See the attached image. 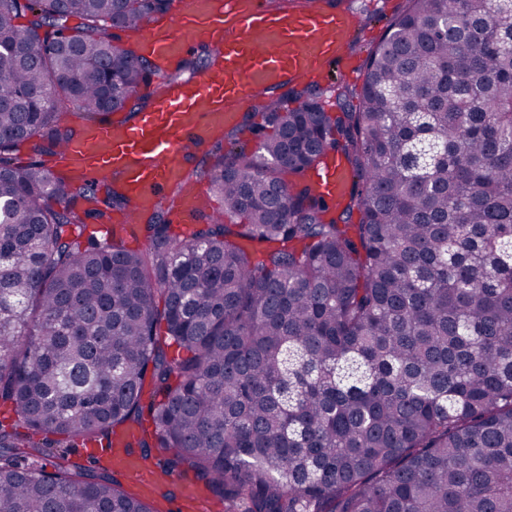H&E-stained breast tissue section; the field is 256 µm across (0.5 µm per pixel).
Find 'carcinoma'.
Wrapping results in <instances>:
<instances>
[{
	"label": "carcinoma",
	"mask_w": 512,
	"mask_h": 512,
	"mask_svg": "<svg viewBox=\"0 0 512 512\" xmlns=\"http://www.w3.org/2000/svg\"><path fill=\"white\" fill-rule=\"evenodd\" d=\"M171 2L0 0V512H161L67 452L127 431L226 512H512V0H406L339 111L288 84L173 188L218 212L143 213L131 248L87 224L133 209L118 180L10 154L196 73L110 33ZM317 181L319 191L334 200L347 191L350 176L341 160L336 158L330 168L320 174ZM202 193V188L198 187L183 199L179 208L175 210L176 222L179 224H197L200 222L199 200Z\"/></svg>",
	"instance_id": "cac0c4a2"
}]
</instances>
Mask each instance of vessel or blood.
Returning a JSON list of instances; mask_svg holds the SVG:
<instances>
[{"mask_svg": "<svg viewBox=\"0 0 512 512\" xmlns=\"http://www.w3.org/2000/svg\"><path fill=\"white\" fill-rule=\"evenodd\" d=\"M171 12V21L147 23L140 49L164 67L207 44L215 51L209 67L168 84L134 120L107 118L82 128L47 163L49 172L105 189L119 177L135 208L114 215L117 224L163 207L188 160L236 122L254 92H272L289 81L315 82L341 65L354 25L351 14L327 10L322 0H308L298 10H270L262 0H172ZM349 182L348 170L336 160L320 174L318 189L335 199ZM201 196L197 190L183 199L178 223L199 222ZM107 455L139 493L153 492L160 477L136 451L117 442ZM175 484L185 512H205L206 487L183 478Z\"/></svg>", "mask_w": 512, "mask_h": 512, "instance_id": "1", "label": "vessel or blood"}]
</instances>
